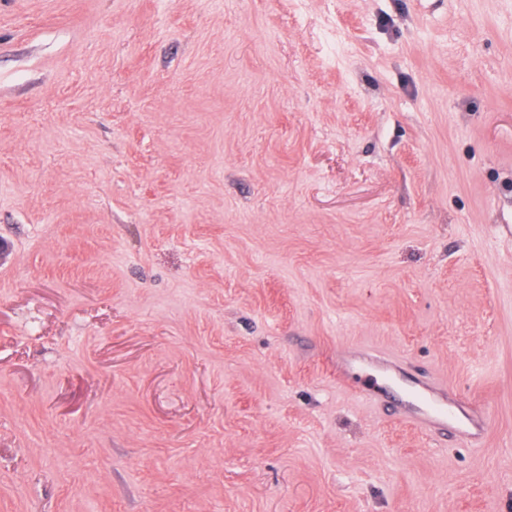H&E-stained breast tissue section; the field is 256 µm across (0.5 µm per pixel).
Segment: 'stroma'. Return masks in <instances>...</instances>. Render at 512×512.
I'll list each match as a JSON object with an SVG mask.
<instances>
[{
    "instance_id": "stroma-1",
    "label": "stroma",
    "mask_w": 512,
    "mask_h": 512,
    "mask_svg": "<svg viewBox=\"0 0 512 512\" xmlns=\"http://www.w3.org/2000/svg\"><path fill=\"white\" fill-rule=\"evenodd\" d=\"M0 512H512V0H0ZM401 418L425 431L429 436L440 437L448 431L452 418L448 408L422 400L413 413L405 412Z\"/></svg>"
}]
</instances>
